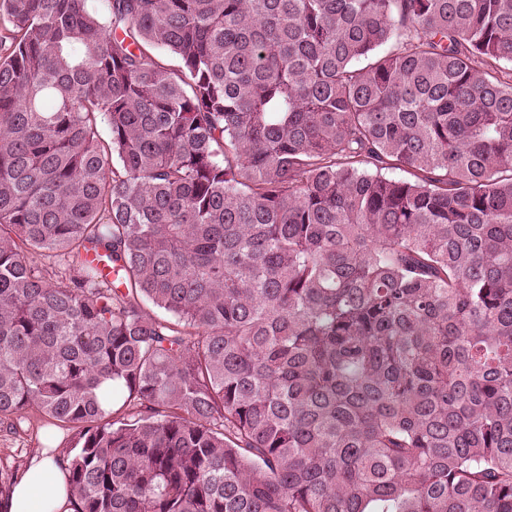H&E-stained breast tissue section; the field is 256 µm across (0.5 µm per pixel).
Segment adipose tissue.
Returning a JSON list of instances; mask_svg holds the SVG:
<instances>
[{
    "label": "adipose tissue",
    "mask_w": 512,
    "mask_h": 512,
    "mask_svg": "<svg viewBox=\"0 0 512 512\" xmlns=\"http://www.w3.org/2000/svg\"><path fill=\"white\" fill-rule=\"evenodd\" d=\"M64 472L54 456L33 458L12 490L7 512H72Z\"/></svg>",
    "instance_id": "ef3b65f1"
}]
</instances>
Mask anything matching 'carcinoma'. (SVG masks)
Segmentation results:
<instances>
[{"mask_svg": "<svg viewBox=\"0 0 512 512\" xmlns=\"http://www.w3.org/2000/svg\"><path fill=\"white\" fill-rule=\"evenodd\" d=\"M503 61L512 0H0V428L73 512H512Z\"/></svg>", "mask_w": 512, "mask_h": 512, "instance_id": "cac0c4a2", "label": "carcinoma"}]
</instances>
